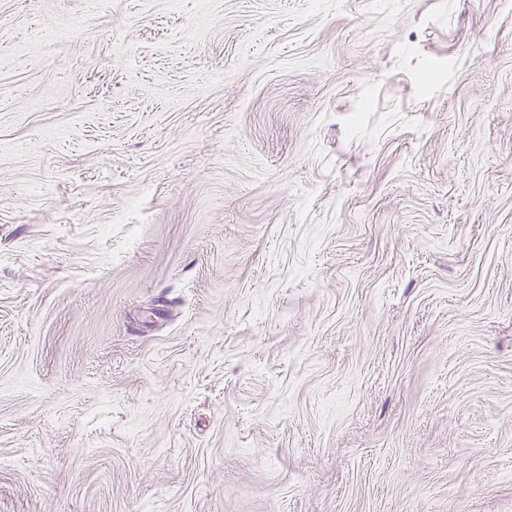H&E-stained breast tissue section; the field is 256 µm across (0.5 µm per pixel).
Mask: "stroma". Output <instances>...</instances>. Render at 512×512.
<instances>
[{"mask_svg": "<svg viewBox=\"0 0 512 512\" xmlns=\"http://www.w3.org/2000/svg\"><path fill=\"white\" fill-rule=\"evenodd\" d=\"M0 512H512V10L0 0Z\"/></svg>", "mask_w": 512, "mask_h": 512, "instance_id": "35a3bbf8", "label": "stroma"}]
</instances>
